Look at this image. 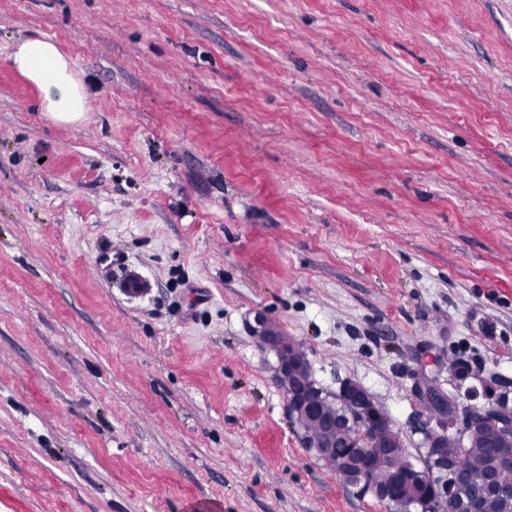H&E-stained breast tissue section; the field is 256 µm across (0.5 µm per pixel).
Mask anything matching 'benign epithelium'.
Returning <instances> with one entry per match:
<instances>
[{
  "mask_svg": "<svg viewBox=\"0 0 512 512\" xmlns=\"http://www.w3.org/2000/svg\"><path fill=\"white\" fill-rule=\"evenodd\" d=\"M254 334L266 348L275 352L278 357L279 376L288 381L285 398L292 426H300L302 419H312V408L320 403L322 393L311 384L307 358L298 353L292 340L272 326L262 314L255 316ZM340 395L351 407L350 418L344 420V432L336 435V423L326 421L321 433L329 436V439L319 445L307 439L305 445L308 448L317 447L332 457L336 456V449H347L346 455L336 465V478L373 492L390 507L393 506L396 489L401 486L411 490L416 487L421 489L415 499L421 503L425 512L429 510L432 499L444 500L448 497V485L437 484L435 473L447 471L448 435L451 433L466 436L473 432H482L497 450L494 455L495 462L502 466L512 463L511 408L502 405L470 406L461 417L458 415L457 404H448V396L437 386L429 382L418 386L419 400L433 411V416L423 427L428 462L420 470L409 464L402 468L391 465L395 459L408 457L407 448L397 430L392 432L388 441H378L373 448L361 445L358 439H364L375 431L384 420V414L357 383H345L340 389ZM377 468L390 470L391 480L388 483L378 484L373 481L372 473Z\"/></svg>",
  "mask_w": 512,
  "mask_h": 512,
  "instance_id": "7a95c632",
  "label": "benign epithelium"
}]
</instances>
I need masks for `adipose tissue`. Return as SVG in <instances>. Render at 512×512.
I'll return each instance as SVG.
<instances>
[{
    "instance_id": "obj_1",
    "label": "adipose tissue",
    "mask_w": 512,
    "mask_h": 512,
    "mask_svg": "<svg viewBox=\"0 0 512 512\" xmlns=\"http://www.w3.org/2000/svg\"><path fill=\"white\" fill-rule=\"evenodd\" d=\"M12 63L36 85L54 119L66 123L82 119L87 97L85 87L55 44L42 38L23 40L12 55Z\"/></svg>"
}]
</instances>
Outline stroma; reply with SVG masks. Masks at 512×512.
Here are the masks:
<instances>
[{
  "label": "stroma",
  "mask_w": 512,
  "mask_h": 512,
  "mask_svg": "<svg viewBox=\"0 0 512 512\" xmlns=\"http://www.w3.org/2000/svg\"><path fill=\"white\" fill-rule=\"evenodd\" d=\"M510 254L512 0H0V512H391L290 426L254 317L421 468L422 377L512 403ZM16 69L39 89L54 119L75 123L85 112L86 90L55 44L42 38L19 43L12 55Z\"/></svg>",
  "instance_id": "35a3bbf8"
}]
</instances>
